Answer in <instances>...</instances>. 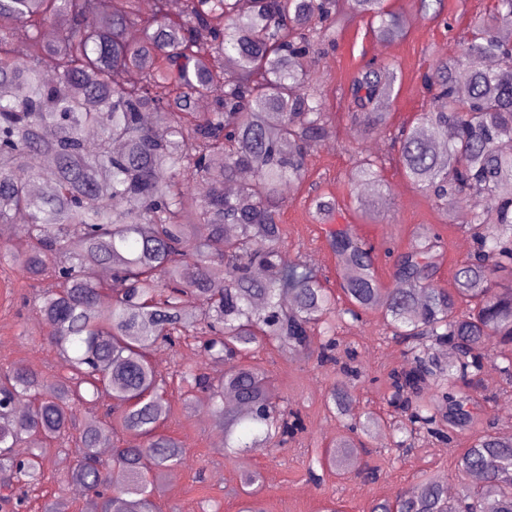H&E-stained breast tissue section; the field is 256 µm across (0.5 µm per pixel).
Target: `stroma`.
Returning a JSON list of instances; mask_svg holds the SVG:
<instances>
[{"mask_svg":"<svg viewBox=\"0 0 512 512\" xmlns=\"http://www.w3.org/2000/svg\"><path fill=\"white\" fill-rule=\"evenodd\" d=\"M386 6L405 22L403 37L382 40L375 35L368 18L345 12L336 29L335 44L325 46L312 62L313 82L333 119L329 137L307 158V177L284 192L280 222L285 242L282 253L289 259L304 258L328 277L336 275V259L329 248L325 227L314 217L311 200L315 195L335 196L339 209L335 223L347 224L360 238L377 250L393 247L401 252L417 241L418 225L438 231L445 244L435 277L439 287L452 289L453 274L470 251L471 242L439 204L423 196L402 175L395 160L389 159L385 135L364 138L352 116L349 87L360 67L375 59L396 67L401 75L396 97L389 106L391 127L414 119L425 107L429 95L421 75L438 58L462 53L475 16L488 12L491 0H441L429 10L418 0H386ZM364 147L384 157L382 175L386 195L356 203L357 189L349 181L354 165L353 150ZM342 347L353 354L362 376L353 390L355 412L373 411L390 417L386 378L410 360L406 344L388 336L380 311L372 310L361 322L344 325L339 331ZM256 362L273 375L281 397L298 409L307 426L301 438L283 448L227 460L216 436L220 429L203 411L187 412L177 388L168 391L170 435L186 448L182 466L169 472L163 482L161 504L165 512H239L242 499L237 493L240 475L248 470L264 477L261 493L266 512H321L327 498L338 501L343 512H368L372 501L393 497L413 483L416 475L428 471L442 476L450 494H457L467 478L456 467L457 457L486 426L512 433V386L502 381L493 364H485L481 385L473 390L475 421L451 440L418 437L410 450L394 446L388 427L366 438L368 449L362 462L380 471L378 481L364 480L358 471L344 477L323 472L321 481L308 474L310 451L332 444L345 429L340 418L328 410L325 396L341 375L337 368L318 365L315 359L288 360L275 344L267 343ZM26 363L49 375L63 371V361L50 343L48 328L34 302L6 298L0 288V367ZM75 452L67 446H52L46 458L48 479L33 496L28 512H38L49 501L66 505L68 512H87L90 495L69 482L66 466Z\"/></svg>","mask_w":512,"mask_h":512,"instance_id":"obj_1","label":"stroma"}]
</instances>
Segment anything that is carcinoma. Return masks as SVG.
Returning a JSON list of instances; mask_svg holds the SVG:
<instances>
[{
  "label": "carcinoma",
  "instance_id": "cac0c4a2",
  "mask_svg": "<svg viewBox=\"0 0 512 512\" xmlns=\"http://www.w3.org/2000/svg\"><path fill=\"white\" fill-rule=\"evenodd\" d=\"M345 8L376 22L381 39L403 33L384 0H182L176 19L167 0L150 16L139 0H0V224L20 220L26 231L0 249V266L46 283L38 310L65 363L50 389L30 365L0 367V512H17L27 500L18 490L43 484L47 447L71 435L84 404L102 413L75 436L70 482L100 512H159L162 481L186 454L166 432L171 380L189 405L206 395L225 458L287 444L304 422L253 353L268 339L285 355L314 354L356 377L337 356L336 325L368 310H381L409 344L410 363L389 375L393 431L448 439L472 424L463 388L479 381L490 349L512 384V42L497 32L512 19V0H494L493 15L474 20L460 56L435 60L424 76L430 101L393 137L402 173L427 197L446 206L491 201L456 215L472 253L455 291L433 286L444 241L430 228L394 259L392 288L380 287L376 247L343 224L326 235L338 292L305 260L280 261L282 192L302 182L309 152L330 132L311 54ZM90 15L100 23L86 25ZM130 29L138 41L128 40ZM396 79L371 60L351 83L354 117L371 134L387 130ZM201 99L206 112L197 111ZM381 167L362 149L350 181L381 197ZM192 182L207 193L195 197ZM312 205L322 217L339 209L325 195ZM190 336L224 365L221 376L154 364V349L176 354ZM436 346L448 347L440 368ZM434 376L444 388L438 408L423 396ZM326 406L350 418L351 432L379 425L351 416L343 381ZM106 439L124 473L118 485L98 454ZM359 451L343 436L313 449L311 463L341 475ZM457 468L477 478L457 496L423 473L370 512H512V434L485 432ZM262 484L257 471L240 475V512H265Z\"/></svg>",
  "mask_w": 512,
  "mask_h": 512
}]
</instances>
